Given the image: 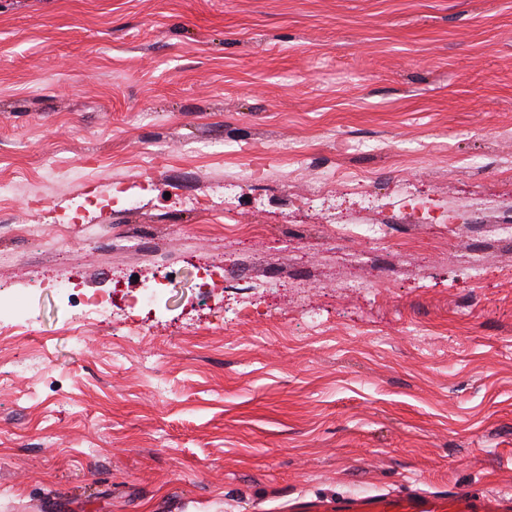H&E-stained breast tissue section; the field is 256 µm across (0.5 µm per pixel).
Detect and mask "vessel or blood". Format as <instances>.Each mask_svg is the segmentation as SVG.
Here are the masks:
<instances>
[{
	"label": "vessel or blood",
	"instance_id": "1",
	"mask_svg": "<svg viewBox=\"0 0 512 512\" xmlns=\"http://www.w3.org/2000/svg\"><path fill=\"white\" fill-rule=\"evenodd\" d=\"M288 512H512V493L480 492L460 486L447 492L418 489L410 492L374 491L289 500Z\"/></svg>",
	"mask_w": 512,
	"mask_h": 512
}]
</instances>
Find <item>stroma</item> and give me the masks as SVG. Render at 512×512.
<instances>
[{"label":"stroma","mask_w":512,"mask_h":512,"mask_svg":"<svg viewBox=\"0 0 512 512\" xmlns=\"http://www.w3.org/2000/svg\"><path fill=\"white\" fill-rule=\"evenodd\" d=\"M509 220L512 0H0V512L512 490Z\"/></svg>","instance_id":"35a3bbf8"}]
</instances>
